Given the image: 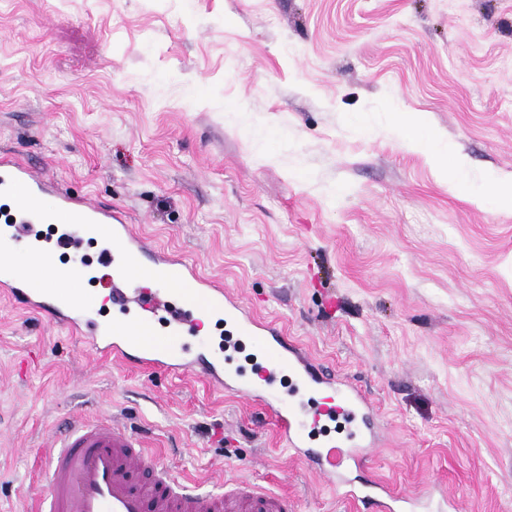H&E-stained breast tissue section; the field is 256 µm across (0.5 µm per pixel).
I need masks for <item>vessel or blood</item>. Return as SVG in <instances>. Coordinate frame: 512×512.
<instances>
[{
    "instance_id": "obj_1",
    "label": "vessel or blood",
    "mask_w": 512,
    "mask_h": 512,
    "mask_svg": "<svg viewBox=\"0 0 512 512\" xmlns=\"http://www.w3.org/2000/svg\"><path fill=\"white\" fill-rule=\"evenodd\" d=\"M0 192L17 200L11 230L0 235V262L14 245L29 246L24 268L0 271V294L19 307L47 313L75 330L96 356L193 375L224 392L256 402L271 414L287 450L314 467L338 497L372 505L374 512H414L418 497L386 485L377 495L356 486L377 437L374 404L348 378L319 366L275 323L256 318L223 283L200 277L182 256L156 248L136 234L125 213L111 204L72 196L26 164L0 158ZM61 225L54 248L80 253L88 236L104 243L99 262L111 271L112 303L119 317L104 324L96 301L73 281L58 285L49 253L39 246V227ZM232 321L261 354L246 373L208 349L203 317ZM332 395L316 405L315 393ZM47 478L33 490L47 512H288L286 495L248 489L216 493L181 484L170 467L143 446L138 434L112 415L89 424L69 423L62 445L46 457Z\"/></svg>"
}]
</instances>
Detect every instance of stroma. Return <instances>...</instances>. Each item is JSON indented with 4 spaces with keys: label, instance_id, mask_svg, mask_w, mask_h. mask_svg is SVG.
<instances>
[{
    "label": "stroma",
    "instance_id": "35a3bbf8",
    "mask_svg": "<svg viewBox=\"0 0 512 512\" xmlns=\"http://www.w3.org/2000/svg\"><path fill=\"white\" fill-rule=\"evenodd\" d=\"M1 154L356 383L380 413L362 481L512 512V198L470 188L512 181V0H0ZM86 354L0 295V512L101 412L186 480L357 512L261 405ZM411 143L416 144L419 148L424 150H430L436 154L447 152V145L436 138L433 133L422 127H416L408 135Z\"/></svg>",
    "mask_w": 512,
    "mask_h": 512
}]
</instances>
